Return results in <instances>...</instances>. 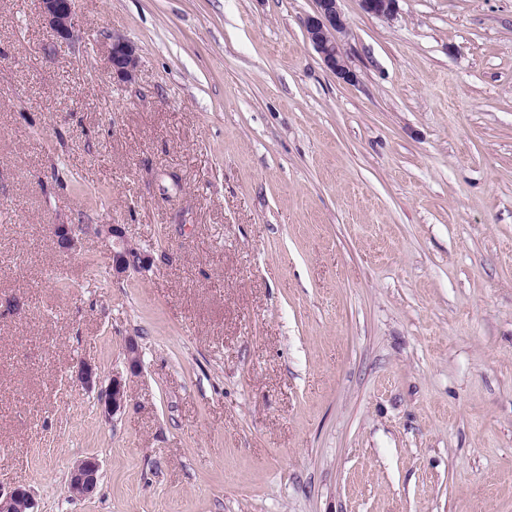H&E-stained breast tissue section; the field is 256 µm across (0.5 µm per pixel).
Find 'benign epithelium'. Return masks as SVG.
I'll list each match as a JSON object with an SVG mask.
<instances>
[{"label": "benign epithelium", "instance_id": "7a95c632", "mask_svg": "<svg viewBox=\"0 0 512 512\" xmlns=\"http://www.w3.org/2000/svg\"><path fill=\"white\" fill-rule=\"evenodd\" d=\"M365 13L390 19L396 13L398 0H360ZM43 20L57 39L70 41L76 32L75 0H40ZM306 38L320 56L324 66L336 78L353 83L357 76L348 65L344 49L349 34V21L339 7V0H316L314 13L304 21ZM108 64L113 77L128 80L137 68L134 45L120 34L112 35L108 48ZM54 243L59 251L69 252L77 247L86 226L82 224L51 225ZM100 235L112 238V271L116 276L126 274L132 268V247L125 239L118 224H101L96 227ZM76 379L81 386L91 389L99 383L96 367L88 362L78 366ZM128 398L126 381L113 376L107 388L98 399L101 413L111 417L122 411ZM101 464L97 457L87 456L75 462L70 470L68 492L70 498L82 501L95 491ZM24 512H39L38 504L31 490L24 483H16L5 489L0 486V512H14L16 506Z\"/></svg>", "mask_w": 512, "mask_h": 512}]
</instances>
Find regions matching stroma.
<instances>
[{
    "instance_id": "stroma-1",
    "label": "stroma",
    "mask_w": 512,
    "mask_h": 512,
    "mask_svg": "<svg viewBox=\"0 0 512 512\" xmlns=\"http://www.w3.org/2000/svg\"><path fill=\"white\" fill-rule=\"evenodd\" d=\"M339 6L350 84L315 0H76L70 42L0 0V484L40 512H512V0ZM131 338L108 419L71 374ZM339 0H316L314 13L304 21L306 38L320 56L324 66L336 78L353 83L357 76L348 65L344 49L349 21L339 7ZM107 59L113 77L118 80H129L137 68L138 61L135 47L120 34L112 35ZM54 243L59 251L69 252L77 247L79 239L87 225L82 224H52ZM97 234L112 237V271L116 276L126 274L133 266L132 247L125 239L121 226L118 224H101L95 228ZM101 464L96 456L77 460L70 470L68 492L71 500L82 501L95 491Z\"/></svg>"
}]
</instances>
